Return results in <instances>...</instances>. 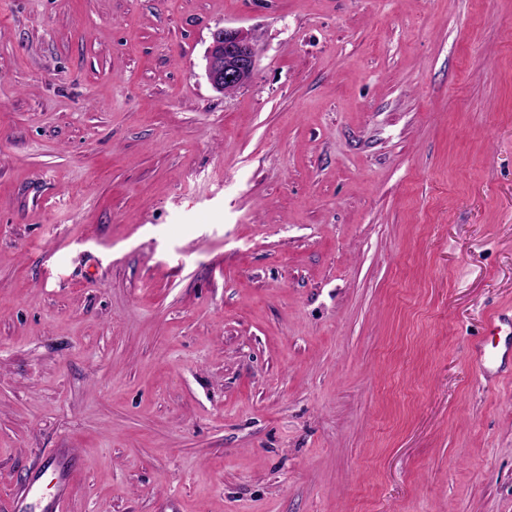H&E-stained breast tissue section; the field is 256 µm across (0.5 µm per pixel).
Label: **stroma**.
I'll use <instances>...</instances> for the list:
<instances>
[{"label":"stroma","instance_id":"35a3bbf8","mask_svg":"<svg viewBox=\"0 0 512 512\" xmlns=\"http://www.w3.org/2000/svg\"><path fill=\"white\" fill-rule=\"evenodd\" d=\"M60 448L66 512H512V0H0V512ZM256 56V42L251 31L217 28L205 55V75L209 84L219 93L242 88L251 79Z\"/></svg>","mask_w":512,"mask_h":512}]
</instances>
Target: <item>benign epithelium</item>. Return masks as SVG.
<instances>
[{"label":"benign epithelium","instance_id":"obj_1","mask_svg":"<svg viewBox=\"0 0 512 512\" xmlns=\"http://www.w3.org/2000/svg\"><path fill=\"white\" fill-rule=\"evenodd\" d=\"M256 56L252 32L242 28L216 29L205 55L209 84L219 93L242 88L251 79Z\"/></svg>","mask_w":512,"mask_h":512}]
</instances>
